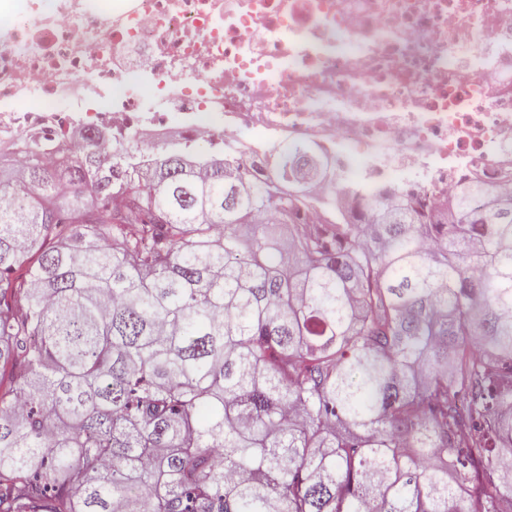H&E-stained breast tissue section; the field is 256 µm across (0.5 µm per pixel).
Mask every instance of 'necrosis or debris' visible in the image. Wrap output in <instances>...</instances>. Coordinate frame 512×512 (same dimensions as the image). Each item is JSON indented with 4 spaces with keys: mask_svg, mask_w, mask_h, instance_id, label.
<instances>
[{
    "mask_svg": "<svg viewBox=\"0 0 512 512\" xmlns=\"http://www.w3.org/2000/svg\"><path fill=\"white\" fill-rule=\"evenodd\" d=\"M172 116L245 171L283 139L326 155L329 182L291 217L304 230L371 196L443 212L467 184L511 191L512 0H120L0 46L12 163L37 142L76 153L93 125L107 150L151 146Z\"/></svg>",
    "mask_w": 512,
    "mask_h": 512,
    "instance_id": "4bbe7bcc",
    "label": "necrosis or debris"
}]
</instances>
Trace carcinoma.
<instances>
[{"label":"carcinoma","mask_w":512,"mask_h":512,"mask_svg":"<svg viewBox=\"0 0 512 512\" xmlns=\"http://www.w3.org/2000/svg\"><path fill=\"white\" fill-rule=\"evenodd\" d=\"M98 139L0 178V512H512V193L290 244L309 150Z\"/></svg>","instance_id":"carcinoma-1"}]
</instances>
